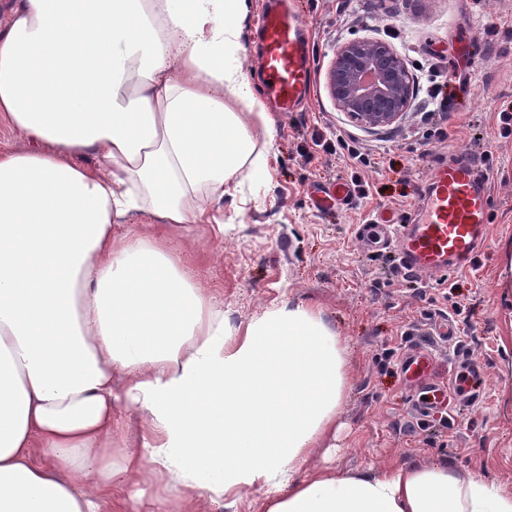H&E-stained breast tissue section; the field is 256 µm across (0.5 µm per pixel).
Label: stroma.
Here are the masks:
<instances>
[{
	"mask_svg": "<svg viewBox=\"0 0 512 512\" xmlns=\"http://www.w3.org/2000/svg\"><path fill=\"white\" fill-rule=\"evenodd\" d=\"M308 34L314 82L300 111L272 113L277 131L274 180L264 203L243 214L225 210L223 227L176 225L202 275L235 323L284 299L311 302L348 345L349 392L335 424L306 458L303 471L382 472L393 466L445 461L458 470L512 488V292L498 288L500 257L512 246V135L502 136L498 114L512 111V0H293ZM353 39L391 43L413 78V97L393 129H367L339 112L328 72L336 50ZM472 45L474 66L462 57ZM438 74L448 141L406 142L433 89L424 69ZM371 153L374 167L355 171L326 153L336 130ZM311 162H304L302 152ZM473 154L491 173L489 241L471 270L449 272L436 286L403 283L389 254H369L352 233L382 210L408 217L437 163ZM361 181L347 205L316 208L315 192L336 181ZM458 324L455 347L433 341L440 371L466 355L482 367L478 397L460 403L447 424L424 421L416 436L399 432L413 423L397 362L375 357L420 342L410 322L430 305Z\"/></svg>",
	"mask_w": 512,
	"mask_h": 512,
	"instance_id": "1",
	"label": "stroma"
}]
</instances>
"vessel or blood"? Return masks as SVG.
Segmentation results:
<instances>
[{"instance_id":"vessel-or-blood-1","label":"vessel or blood","mask_w":512,"mask_h":512,"mask_svg":"<svg viewBox=\"0 0 512 512\" xmlns=\"http://www.w3.org/2000/svg\"><path fill=\"white\" fill-rule=\"evenodd\" d=\"M266 2L259 23L266 97L275 111L294 112L312 85L309 42L291 0ZM430 185L414 223H397L394 214L382 212L359 228L368 252L395 247L400 269L425 282L472 265L486 241L492 205L490 177L474 158L435 167ZM399 371L412 393L411 410L420 420L453 411L460 400L477 394L481 375L479 366L469 364L465 378H441L434 354L421 346L401 355Z\"/></svg>"}]
</instances>
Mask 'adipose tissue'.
<instances>
[{"instance_id": "obj_1", "label": "adipose tissue", "mask_w": 512, "mask_h": 512, "mask_svg": "<svg viewBox=\"0 0 512 512\" xmlns=\"http://www.w3.org/2000/svg\"><path fill=\"white\" fill-rule=\"evenodd\" d=\"M248 12L26 0L0 34V113L36 144L0 152V512H101L132 479L155 512L256 487L264 512H512V491L445 463L302 472L349 389L344 337L290 300L231 323L171 245L165 225L223 223L220 202L272 184Z\"/></svg>"}]
</instances>
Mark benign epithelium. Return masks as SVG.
I'll list each match as a JSON object with an SVG mask.
<instances>
[{"mask_svg": "<svg viewBox=\"0 0 512 512\" xmlns=\"http://www.w3.org/2000/svg\"><path fill=\"white\" fill-rule=\"evenodd\" d=\"M339 111L374 129H391L409 110L413 84L403 59L380 41L355 39L344 43L328 76Z\"/></svg>", "mask_w": 512, "mask_h": 512, "instance_id": "benign-epithelium-1", "label": "benign epithelium"}]
</instances>
